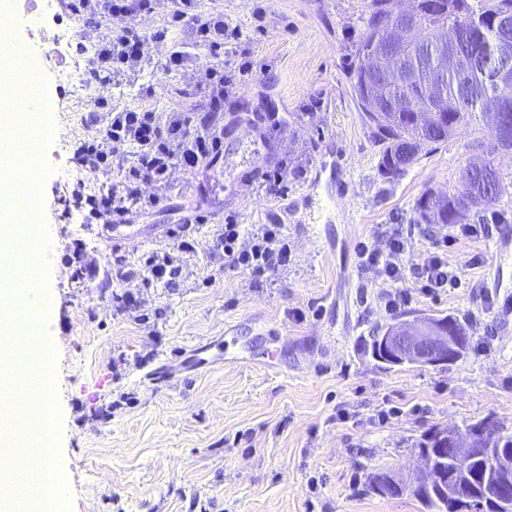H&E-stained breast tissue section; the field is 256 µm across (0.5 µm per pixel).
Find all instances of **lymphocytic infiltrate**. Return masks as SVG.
Instances as JSON below:
<instances>
[{"label": "lymphocytic infiltrate", "instance_id": "1", "mask_svg": "<svg viewBox=\"0 0 512 512\" xmlns=\"http://www.w3.org/2000/svg\"><path fill=\"white\" fill-rule=\"evenodd\" d=\"M63 6L88 29H98L101 19H111L86 71L89 80L102 84L138 74L150 62L153 49L164 48L168 68L182 69L193 59L192 48H220L241 36L222 11L198 12L197 0H64ZM158 15L163 16V25L152 26ZM174 29L189 33V44L172 42L169 34ZM84 122L95 134L79 142L74 151L77 164L93 172L117 164L123 167L120 181L92 209L94 218L108 217L116 224L125 222L133 207L157 205V197H144V186L167 185L174 168L205 164L224 142V128L212 117H197L192 110L166 115L150 109H120L102 95ZM131 153L137 161L125 165ZM217 243L224 251L225 269L255 275L285 266L290 252L283 225L259 224L248 231L233 218L225 222ZM407 247L406 240L394 237L388 254L364 246L359 257L395 284L403 278L401 258Z\"/></svg>", "mask_w": 512, "mask_h": 512}]
</instances>
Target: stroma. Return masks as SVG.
Returning a JSON list of instances; mask_svg holds the SVG:
<instances>
[{
	"mask_svg": "<svg viewBox=\"0 0 512 512\" xmlns=\"http://www.w3.org/2000/svg\"><path fill=\"white\" fill-rule=\"evenodd\" d=\"M370 0H199L223 11L242 37L197 48L195 69L170 71L162 54L130 81L87 82L81 30L59 0H7L15 40L41 63L51 119L64 134L45 141L52 166L42 217L50 240V310L32 330L55 342L60 414L58 463L68 512H424L412 495L382 497L379 471L408 475L418 444L436 431L494 417L512 432V264L495 284L499 246L512 244V151L477 148L481 123L424 149L405 174L382 175L348 78ZM250 67L224 90V164L173 170L161 202L136 209L116 231L91 218L72 191L107 194L119 169L90 173L73 160L95 97L118 108L184 111L202 100L196 68ZM281 117L280 128L267 122ZM492 163L508 181L475 217L481 232L415 221L428 190L455 191L462 172ZM287 170L278 193L267 187ZM200 243L181 255L174 283L118 279L108 257L129 262L172 250L184 218ZM282 224L287 270L254 276L224 268L213 242L227 218ZM407 239L402 289L412 301L385 309V282L361 265L359 243L386 251ZM431 255L456 273L453 288L424 295L416 273ZM96 276L74 280L78 267ZM136 293L147 321L121 308ZM451 315L464 323L467 353L444 367L384 368L366 351L374 326L395 315ZM235 328L272 370L183 360ZM398 408L382 421L380 409Z\"/></svg>",
	"mask_w": 512,
	"mask_h": 512,
	"instance_id": "1",
	"label": "stroma"
}]
</instances>
